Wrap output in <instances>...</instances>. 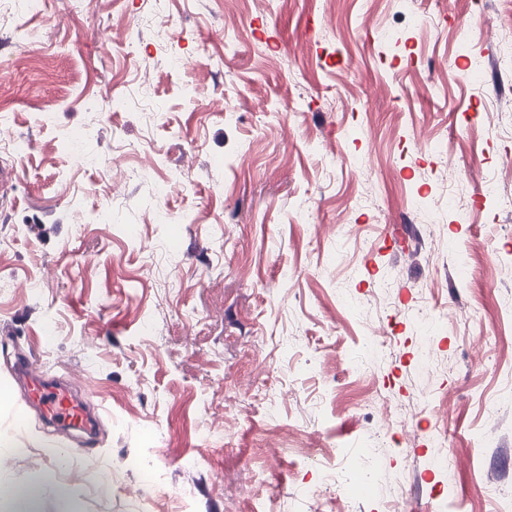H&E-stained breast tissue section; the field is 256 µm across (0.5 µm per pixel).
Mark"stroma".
Wrapping results in <instances>:
<instances>
[{
    "mask_svg": "<svg viewBox=\"0 0 512 512\" xmlns=\"http://www.w3.org/2000/svg\"><path fill=\"white\" fill-rule=\"evenodd\" d=\"M13 16L0 473L56 472L42 512H512V281L480 275L512 259L500 0ZM18 353L100 408L93 445L25 408Z\"/></svg>",
    "mask_w": 512,
    "mask_h": 512,
    "instance_id": "35a3bbf8",
    "label": "stroma"
}]
</instances>
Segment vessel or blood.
<instances>
[{"label": "vessel or blood", "instance_id": "b4317fda", "mask_svg": "<svg viewBox=\"0 0 512 512\" xmlns=\"http://www.w3.org/2000/svg\"><path fill=\"white\" fill-rule=\"evenodd\" d=\"M15 380L25 391V402L45 422L93 438L97 416L72 387L48 377L32 362H24Z\"/></svg>", "mask_w": 512, "mask_h": 512}]
</instances>
